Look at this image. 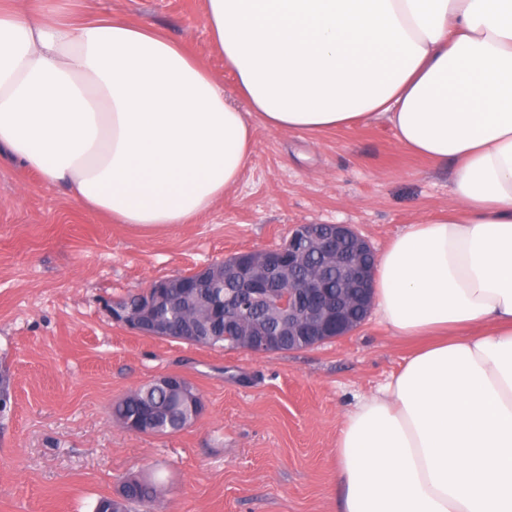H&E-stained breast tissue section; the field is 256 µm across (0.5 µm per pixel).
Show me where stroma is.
I'll list each match as a JSON object with an SVG mask.
<instances>
[{"label": "stroma", "mask_w": 512, "mask_h": 512, "mask_svg": "<svg viewBox=\"0 0 512 512\" xmlns=\"http://www.w3.org/2000/svg\"><path fill=\"white\" fill-rule=\"evenodd\" d=\"M95 10L186 41L226 95L236 81L203 0H94ZM452 170L405 152L385 120L320 134L257 127L241 181L194 223H108L0 158V364L14 384L0 428V512H93L130 473L157 470L164 512H338L343 414L410 352L375 318L349 336L257 355L137 335L112 302L298 224H349L374 251L452 206ZM176 373L203 394L190 428L158 437L114 425L113 401Z\"/></svg>", "instance_id": "obj_1"}]
</instances>
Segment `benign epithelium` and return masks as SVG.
Segmentation results:
<instances>
[{"label":"benign epithelium","mask_w":512,"mask_h":512,"mask_svg":"<svg viewBox=\"0 0 512 512\" xmlns=\"http://www.w3.org/2000/svg\"><path fill=\"white\" fill-rule=\"evenodd\" d=\"M317 252L336 263L341 293L336 301L325 295L320 275L309 272L298 284L288 285L284 271L299 264L309 253ZM373 249L363 236L348 224H299L288 240L274 248L253 251L254 274L241 279L238 309L247 311L259 303L269 307L276 322L288 335V350L299 344L311 348L351 334L365 320L372 300ZM180 283L160 279L143 292L151 301L173 292ZM112 320L139 332L141 314L113 310ZM281 345L278 336H245L242 350L273 354Z\"/></svg>","instance_id":"obj_1"}]
</instances>
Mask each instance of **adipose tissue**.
Instances as JSON below:
<instances>
[{
  "label": "adipose tissue",
  "instance_id": "adipose-tissue-1",
  "mask_svg": "<svg viewBox=\"0 0 512 512\" xmlns=\"http://www.w3.org/2000/svg\"><path fill=\"white\" fill-rule=\"evenodd\" d=\"M246 102L152 25L0 0V156L82 209L162 229L208 212L256 126L385 119L454 166V204L378 255L376 314L423 345L347 413L341 512H512V0H204Z\"/></svg>",
  "mask_w": 512,
  "mask_h": 512
}]
</instances>
